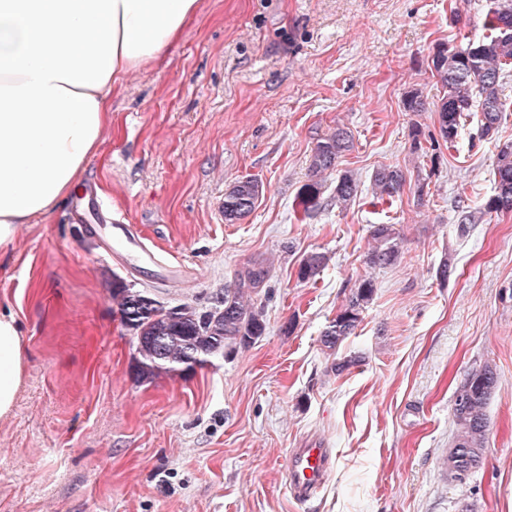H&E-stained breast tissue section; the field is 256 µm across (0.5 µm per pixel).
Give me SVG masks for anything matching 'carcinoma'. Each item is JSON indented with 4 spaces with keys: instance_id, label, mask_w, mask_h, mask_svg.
<instances>
[{
    "instance_id": "cac0c4a2",
    "label": "carcinoma",
    "mask_w": 512,
    "mask_h": 512,
    "mask_svg": "<svg viewBox=\"0 0 512 512\" xmlns=\"http://www.w3.org/2000/svg\"><path fill=\"white\" fill-rule=\"evenodd\" d=\"M487 26L493 34L474 46L450 49L440 44L431 56V71L442 85L439 106V133L453 145L459 128L469 113H479L482 135L498 129L503 119L504 101L500 97L503 84L512 75V0H497L487 15ZM352 147L351 134L340 127L321 137L312 150L309 179L301 187L299 203L304 213L319 205L325 174L336 168L339 158ZM495 194L481 207L466 210L459 217L461 227L478 224L493 212L512 211V144L503 145L497 154ZM406 181L402 169L381 166L372 175L373 192L381 204L388 202ZM359 181L350 171L336 178L333 200L345 208L357 196ZM263 194V184L252 177H242L224 193V221L233 224L255 208ZM368 250L370 266H386L400 257V234L392 224H375L370 232ZM320 252L302 255L298 279H314L325 263ZM268 269L264 261L253 260L235 274L232 287L224 289L219 305L200 311L189 304L165 307L142 291L119 282L112 296L117 301L124 323L136 334L138 354L137 377L151 380L161 374L204 366L210 359L227 356L247 347L264 335L266 322L263 309L252 302L264 287ZM375 288L370 279L359 283L349 295L336 318L323 332L322 345L336 349L360 320ZM498 385L496 370L482 365L468 372L455 394L462 402L453 403L455 435L453 447L461 449L462 463L477 468L483 462L489 439L487 407Z\"/></svg>"
}]
</instances>
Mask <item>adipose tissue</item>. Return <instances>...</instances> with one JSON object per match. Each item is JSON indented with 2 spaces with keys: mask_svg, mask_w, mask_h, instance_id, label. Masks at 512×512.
I'll list each match as a JSON object with an SVG mask.
<instances>
[{
  "mask_svg": "<svg viewBox=\"0 0 512 512\" xmlns=\"http://www.w3.org/2000/svg\"><path fill=\"white\" fill-rule=\"evenodd\" d=\"M199 0H0V253L19 225L79 191L111 124L110 89L159 59ZM27 352L0 312V419L15 408Z\"/></svg>",
  "mask_w": 512,
  "mask_h": 512,
  "instance_id": "obj_1",
  "label": "adipose tissue"
}]
</instances>
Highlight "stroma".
Segmentation results:
<instances>
[{
    "label": "stroma",
    "instance_id": "stroma-1",
    "mask_svg": "<svg viewBox=\"0 0 512 512\" xmlns=\"http://www.w3.org/2000/svg\"><path fill=\"white\" fill-rule=\"evenodd\" d=\"M199 2L167 53L111 90L112 125L82 177L84 190L111 195L158 264L106 257L66 200L19 225L0 256V311L15 314L28 355L17 408L0 420V512H512V212L458 228L462 208L494 193L512 79L495 133L467 121L451 148L429 67L438 44L485 39L495 0ZM414 93L423 111L405 109ZM337 127L353 135L338 168L356 174L358 195L338 208L327 177L304 215L312 150ZM385 165L406 174L387 212L370 204ZM246 176L263 195L226 223L219 203ZM375 224L403 237L383 268L366 262ZM310 251L328 260L303 282ZM251 259L271 262L255 297L265 334L139 381L113 283L205 311ZM369 277L373 298L339 349L361 361L334 374L322 333ZM483 364L499 376L489 442L461 484L439 460L454 393ZM312 438L333 467L299 502L285 463Z\"/></svg>",
    "mask_w": 512,
    "mask_h": 512
}]
</instances>
